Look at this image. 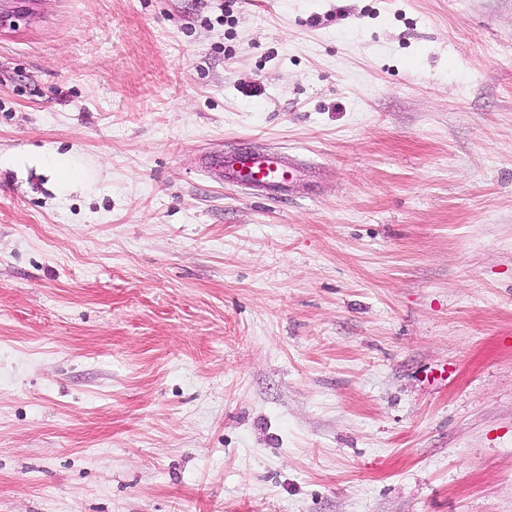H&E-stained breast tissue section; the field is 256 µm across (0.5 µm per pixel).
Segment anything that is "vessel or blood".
<instances>
[{"instance_id":"b4317fda","label":"vessel or blood","mask_w":512,"mask_h":512,"mask_svg":"<svg viewBox=\"0 0 512 512\" xmlns=\"http://www.w3.org/2000/svg\"><path fill=\"white\" fill-rule=\"evenodd\" d=\"M205 172H221L229 186H239L256 195L287 200L298 181L301 168L276 148H233L202 160Z\"/></svg>"}]
</instances>
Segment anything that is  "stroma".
<instances>
[{
	"mask_svg": "<svg viewBox=\"0 0 512 512\" xmlns=\"http://www.w3.org/2000/svg\"><path fill=\"white\" fill-rule=\"evenodd\" d=\"M0 512H512V0L0 25ZM202 169L223 174L224 184L239 186L256 195L288 201L301 168L277 148H233L220 155L206 156ZM41 164L49 170L59 190H68L81 179V173L64 156L48 154L43 157Z\"/></svg>",
	"mask_w": 512,
	"mask_h": 512,
	"instance_id": "35a3bbf8",
	"label": "stroma"
}]
</instances>
